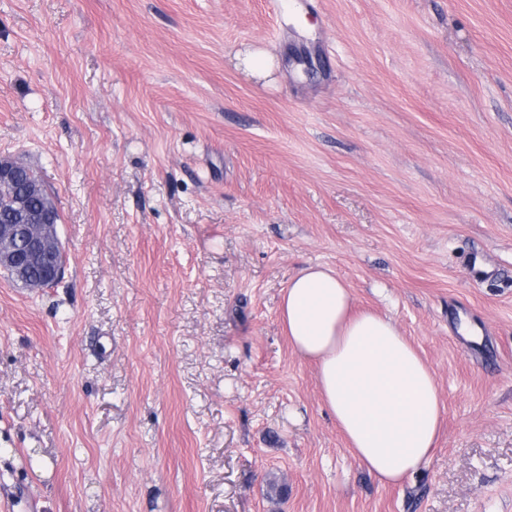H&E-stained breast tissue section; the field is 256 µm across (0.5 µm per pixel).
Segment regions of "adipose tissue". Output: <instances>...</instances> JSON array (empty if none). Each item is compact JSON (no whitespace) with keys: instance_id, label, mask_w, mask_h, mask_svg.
<instances>
[{"instance_id":"obj_1","label":"adipose tissue","mask_w":512,"mask_h":512,"mask_svg":"<svg viewBox=\"0 0 512 512\" xmlns=\"http://www.w3.org/2000/svg\"><path fill=\"white\" fill-rule=\"evenodd\" d=\"M280 315L296 351L318 364L325 404L358 460L396 484L423 466L442 415L431 369L387 318L351 311L336 272L307 266Z\"/></svg>"}]
</instances>
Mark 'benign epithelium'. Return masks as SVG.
Masks as SVG:
<instances>
[{
	"mask_svg": "<svg viewBox=\"0 0 512 512\" xmlns=\"http://www.w3.org/2000/svg\"><path fill=\"white\" fill-rule=\"evenodd\" d=\"M48 228L47 224H28L18 239L16 226L1 224L0 269L16 279L26 267L38 266L45 273L43 286L56 284L64 273L65 249L60 237L48 235Z\"/></svg>",
	"mask_w": 512,
	"mask_h": 512,
	"instance_id": "7a95c632",
	"label": "benign epithelium"
}]
</instances>
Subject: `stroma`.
Returning <instances> with one entry per match:
<instances>
[{
  "instance_id": "obj_1",
  "label": "stroma",
  "mask_w": 512,
  "mask_h": 512,
  "mask_svg": "<svg viewBox=\"0 0 512 512\" xmlns=\"http://www.w3.org/2000/svg\"><path fill=\"white\" fill-rule=\"evenodd\" d=\"M1 158L67 264L0 272V512H512V0H0ZM316 264L435 376L400 484L288 340ZM243 70L253 77L266 78L272 70V61L261 49H249L238 55Z\"/></svg>"
}]
</instances>
